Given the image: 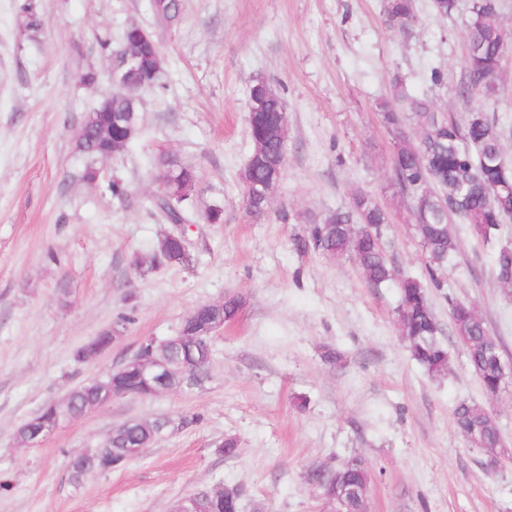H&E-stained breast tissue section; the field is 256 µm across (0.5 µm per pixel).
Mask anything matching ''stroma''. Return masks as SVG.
Segmentation results:
<instances>
[{
  "instance_id": "1",
  "label": "stroma",
  "mask_w": 512,
  "mask_h": 512,
  "mask_svg": "<svg viewBox=\"0 0 512 512\" xmlns=\"http://www.w3.org/2000/svg\"><path fill=\"white\" fill-rule=\"evenodd\" d=\"M24 0H0V512H171L204 488L235 487L240 512H333L303 481L313 465L364 460L367 512H512V463L488 471L484 453L454 425L461 400L485 404L512 449V384L491 398L456 341L441 293L431 295L448 350L447 376L412 360L396 322L398 290L371 288L347 256L297 253L295 232L372 194L399 274L422 278L425 256L395 198L390 136L378 104L394 74L409 92H430L438 111L465 120L483 105L512 126V44L504 92L476 102L457 95L471 0L453 17L415 0L406 37L383 22L384 0H183L166 24L151 0H34L43 25L24 26ZM149 31L161 86L140 96L142 133L122 154L89 158L75 147L83 116L112 95L113 59L130 24ZM440 68L431 89L424 72ZM94 70L99 80L82 82ZM288 112L286 163L268 214L247 211L240 174L252 150L248 94L255 80ZM167 153L198 174L192 267L134 274L129 258L172 227L143 200L158 190L150 160ZM96 180L85 177L87 168ZM119 177L125 201L107 183ZM213 206L223 221L210 224ZM288 220H281V213ZM448 291L465 300L512 363V297L489 250L463 225ZM242 299L238 317L211 340L206 381L149 399H115L70 420L40 446L16 431L45 403L103 378L146 337L172 334L199 304ZM128 322L110 349L78 350ZM334 348L341 363L323 354ZM197 416L124 466L72 481L68 461L131 418ZM235 456L219 454L224 437Z\"/></svg>"
}]
</instances>
